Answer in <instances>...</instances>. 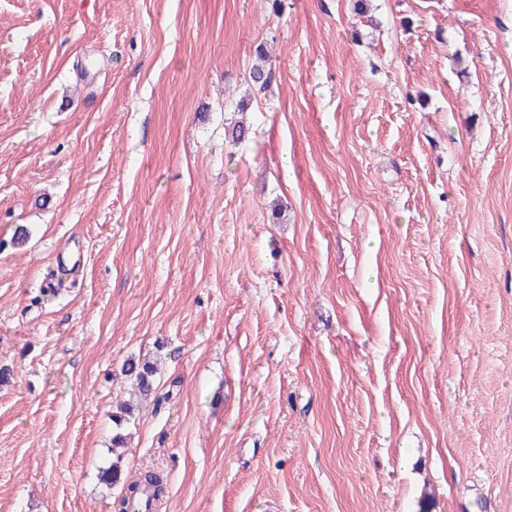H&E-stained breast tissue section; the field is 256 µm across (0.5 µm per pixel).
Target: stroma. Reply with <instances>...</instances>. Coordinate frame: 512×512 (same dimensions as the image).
Segmentation results:
<instances>
[{
	"instance_id": "1",
	"label": "stroma",
	"mask_w": 512,
	"mask_h": 512,
	"mask_svg": "<svg viewBox=\"0 0 512 512\" xmlns=\"http://www.w3.org/2000/svg\"><path fill=\"white\" fill-rule=\"evenodd\" d=\"M273 3L0 0V512H512V0ZM156 363L149 360L128 359L122 368V373L129 381L131 391L129 399L119 406V411L112 414V420L117 426L128 422L139 405L149 399L155 391V377L158 374ZM112 455L115 457L112 463L100 470V480L108 487L121 482L126 485L125 494L119 502V512H129L130 503L140 498L144 492H149L150 498L155 501H159L165 495L167 481L163 476L154 472H146L136 480L128 481L126 477H122V455L118 452V448H112Z\"/></svg>"
}]
</instances>
